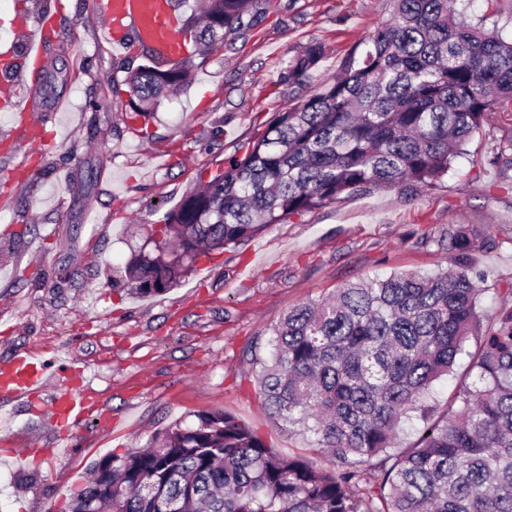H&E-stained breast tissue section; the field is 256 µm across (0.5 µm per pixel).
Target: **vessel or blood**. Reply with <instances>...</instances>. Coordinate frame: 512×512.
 <instances>
[{
  "label": "vessel or blood",
  "instance_id": "vessel-or-blood-1",
  "mask_svg": "<svg viewBox=\"0 0 512 512\" xmlns=\"http://www.w3.org/2000/svg\"><path fill=\"white\" fill-rule=\"evenodd\" d=\"M95 8L107 21L105 36L114 48H127L134 40L162 59L174 61L181 56L180 19L168 0H95ZM50 377L47 362L31 356L17 354L2 360L0 398L32 401ZM91 406L87 389L75 390L63 382L48 408L61 427L73 430Z\"/></svg>",
  "mask_w": 512,
  "mask_h": 512
}]
</instances>
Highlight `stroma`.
<instances>
[{"instance_id":"stroma-1","label":"stroma","mask_w":512,"mask_h":512,"mask_svg":"<svg viewBox=\"0 0 512 512\" xmlns=\"http://www.w3.org/2000/svg\"><path fill=\"white\" fill-rule=\"evenodd\" d=\"M39 62L15 25L22 0H0V53L20 61L13 93L32 97L37 144L16 137L27 114L0 108V360L23 351L82 362L100 408L61 436L47 413L0 399V512H66L104 456L146 446L193 414L228 410L284 456L323 457L308 435L263 410L247 353L292 307L377 274L450 265L422 233L489 226L501 247L475 252L488 283L512 278V169L492 165L512 112L465 146L434 187L351 195L286 217L235 251L200 259L180 286L140 297L113 285L144 227L223 166L274 113L313 94L354 45L389 16L390 0H268L247 36L210 50L192 83L164 97L148 124L125 120L128 95L107 79L129 54L103 38L94 0H40ZM323 58L300 84L286 78L307 42ZM53 449L37 464L15 450Z\"/></svg>"}]
</instances>
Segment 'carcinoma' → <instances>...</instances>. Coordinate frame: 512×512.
<instances>
[{"label": "carcinoma", "instance_id": "obj_1", "mask_svg": "<svg viewBox=\"0 0 512 512\" xmlns=\"http://www.w3.org/2000/svg\"><path fill=\"white\" fill-rule=\"evenodd\" d=\"M389 17L294 107L277 112L201 188L149 226L124 268L140 296L168 291L202 257L343 195L428 188L500 112H512V41L498 30L512 0H391ZM264 0H199L183 20L197 48L177 63L142 51L126 73L129 119L190 82L195 55L240 37ZM309 42L288 62L303 82L322 59ZM160 240H154V236ZM422 240L453 269L393 272L290 309L251 355L261 404L310 435L317 467L284 457L238 418L214 409L109 455L68 512H512V282L485 286L476 249L502 245L483 225L448 224ZM498 311L486 317L481 296ZM475 344L470 346V339ZM452 377L448 399L432 398ZM422 422L397 447L403 426Z\"/></svg>", "mask_w": 512, "mask_h": 512}]
</instances>
